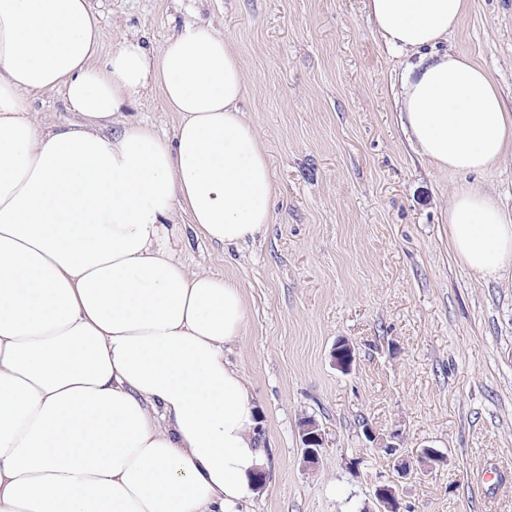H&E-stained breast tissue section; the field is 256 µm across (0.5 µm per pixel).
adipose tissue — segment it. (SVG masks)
<instances>
[{"instance_id":"ef3b65f1","label":"adipose tissue","mask_w":512,"mask_h":512,"mask_svg":"<svg viewBox=\"0 0 512 512\" xmlns=\"http://www.w3.org/2000/svg\"><path fill=\"white\" fill-rule=\"evenodd\" d=\"M389 48L417 55L404 127L435 166L476 173L512 146V113L468 57L437 52L466 0H367ZM92 0H0V512H245L267 456L251 386L226 356L247 308L189 271L165 225L225 246L272 221L275 185L239 103L246 75L210 24L101 57ZM159 90L171 136L119 122ZM60 93L48 127L29 99ZM449 243L473 273L512 268V216L456 194Z\"/></svg>"}]
</instances>
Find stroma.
I'll return each mask as SVG.
<instances>
[{
  "instance_id": "stroma-1",
  "label": "stroma",
  "mask_w": 512,
  "mask_h": 512,
  "mask_svg": "<svg viewBox=\"0 0 512 512\" xmlns=\"http://www.w3.org/2000/svg\"><path fill=\"white\" fill-rule=\"evenodd\" d=\"M102 55L130 37L160 48L211 23L241 56L240 108L268 152L274 221L213 244L187 226L170 245L190 270L237 282L246 329L229 354L252 385L269 468L254 512H512V273L455 259L448 210L477 188L512 214V151L482 173L434 167L403 127L410 57L386 47L366 0H95ZM442 49L484 67L512 113V0H467ZM354 349L336 367L338 341ZM325 433L302 464L300 422ZM441 462L399 478L366 428Z\"/></svg>"
}]
</instances>
